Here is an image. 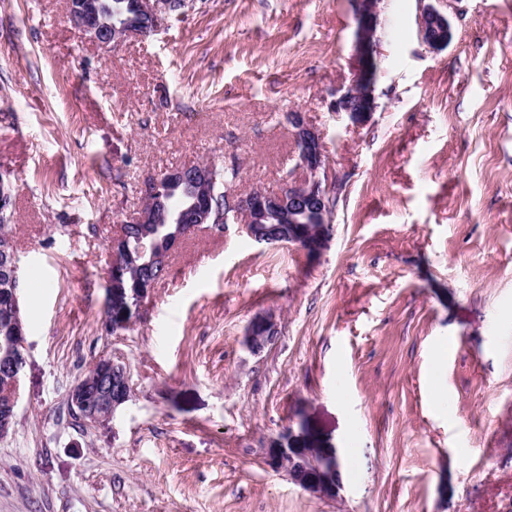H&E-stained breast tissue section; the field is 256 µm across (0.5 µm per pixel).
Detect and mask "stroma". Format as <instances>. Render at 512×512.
I'll return each instance as SVG.
<instances>
[{"label":"stroma","instance_id":"35a3bbf8","mask_svg":"<svg viewBox=\"0 0 512 512\" xmlns=\"http://www.w3.org/2000/svg\"><path fill=\"white\" fill-rule=\"evenodd\" d=\"M453 37L420 40L425 5ZM380 107L332 112L355 75L352 0H186L103 48L68 0H0V170L26 321L0 512H512V0H381ZM324 135L339 204L318 255L230 225L186 237L133 324L104 328L109 241L143 181L236 160L278 190L287 115ZM278 326L260 353L255 317ZM132 397L87 427L94 362ZM310 432L335 500L265 462ZM92 368H95L94 376L98 384L91 387L79 380L68 392L75 414L86 425L113 419L132 394L129 374L124 365L109 358H101Z\"/></svg>","mask_w":512,"mask_h":512}]
</instances>
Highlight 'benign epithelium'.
Instances as JSON below:
<instances>
[{
	"mask_svg": "<svg viewBox=\"0 0 512 512\" xmlns=\"http://www.w3.org/2000/svg\"><path fill=\"white\" fill-rule=\"evenodd\" d=\"M355 59L357 69L352 83L336 90L331 106L336 115L344 116L355 128L367 126L379 107L375 87L379 73L380 9L375 0H355ZM173 0H138L140 13L150 20L148 28L112 25V20L101 11L98 0H69V14L78 33L100 46L116 44L128 37H148L159 29L161 14L174 9ZM422 40L435 52L444 50L452 40L453 30L447 15L434 6H428L419 19ZM288 123L298 150L295 165L280 178L275 192L256 189L246 195L229 190L224 193V210L212 208L213 194L209 191L213 168L201 163L175 167L156 179L144 183V202L133 216L121 222L112 235L110 254L113 265L106 277L105 330L115 333L127 328L139 314L141 302L151 288H142L133 304L125 300L123 288L125 268H152L168 261L171 253L184 237L206 225L219 235L228 225L237 224L253 239L272 245L295 247L308 253L322 252L329 235L306 232L300 219L308 216L306 206H332V182L321 173L324 167V137L305 118L302 112L288 113ZM190 184L200 204L182 210H171L163 197L166 186ZM278 220L291 224L288 240L264 235L267 223ZM129 224H170L174 231L166 234L168 247H162L155 234L142 230L136 247H131L127 231ZM11 307L15 313L14 335L19 346H24L26 327L20 315L19 285L12 288ZM276 324L268 316H258L250 324L246 336L248 348L258 353L276 336ZM24 364L16 366L10 383L0 390V439L7 437L16 422L20 402V381ZM97 385L91 387L75 382L68 392L75 414L86 425L107 422L114 418L121 406L131 398L127 368L109 358L93 364ZM267 464L284 472L304 490L324 499H335L342 490L340 457L325 448H307L294 438L292 432L280 434L270 441Z\"/></svg>",
	"mask_w": 512,
	"mask_h": 512,
	"instance_id": "benign-epithelium-1",
	"label": "benign epithelium"
}]
</instances>
